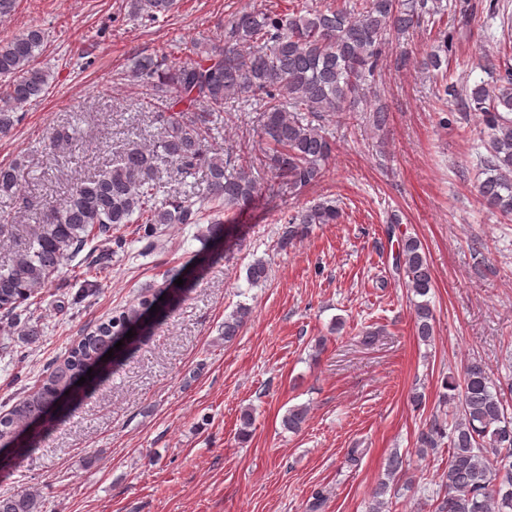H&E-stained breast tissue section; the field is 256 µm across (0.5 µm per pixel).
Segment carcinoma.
<instances>
[{"mask_svg":"<svg viewBox=\"0 0 512 512\" xmlns=\"http://www.w3.org/2000/svg\"><path fill=\"white\" fill-rule=\"evenodd\" d=\"M129 14L155 20L170 13L176 0H126ZM438 5L429 0H352L336 7H309L292 16L253 8L229 15L224 39L195 42L188 57L175 60L167 54L140 55L129 65L132 78L151 88L157 102L154 120L163 129L151 149L132 144L116 154L112 165L76 183L64 202L43 210L41 224L26 234L0 222V236L12 239L8 264L0 265V311L19 323L30 312L31 298L52 285L60 270L87 243L110 236L120 224H141L153 236L158 224H200L210 218L201 239L207 250L218 249L224 239L220 216L243 212L262 193L263 171L301 191L322 174L335 150L325 124L347 120V113L367 101L368 78L380 65L382 46L392 35H405L424 21L438 24ZM502 36L493 52L483 54L479 67L492 82L458 89L446 82L450 36L422 61L423 68L441 72L442 91L457 100L465 113L481 114L487 129L488 155L483 160L484 179L476 189L490 209L512 220V69L506 67L512 50V14L502 18ZM45 32L31 28L0 41V135L9 134L22 118L24 106L45 93L51 73L37 65ZM260 106V134L268 146L259 154L243 142L237 149L209 142L218 118L228 106ZM373 127L382 131L389 122L385 105L369 109ZM173 165L185 178L203 175L201 193L179 196L165 190L156 173ZM24 172L18 166L0 167V195L17 197ZM341 217L331 201L307 207L288 219L279 239L283 250L313 231L315 225L335 224ZM396 270L403 272L412 294L418 338L431 341L434 313L426 296L433 288L430 265L421 242L401 240ZM196 266H173L163 282L134 306L73 340L63 361L47 371L41 384L0 414V445H9L30 426L42 420L61 395L92 371L94 381L112 374L129 348L148 334L166 314L180 287L191 282ZM266 263L258 259L247 268L250 286L264 283ZM420 300H415V297ZM157 312L152 313V306ZM250 316L241 305L224 318V341L231 342ZM134 337L127 339V332ZM121 350L105 354L117 342ZM456 401L451 428L433 417L418 436L421 452L441 447L448 438V464L441 476L445 494L436 512H512V413L508 408L512 382L497 386L482 362L468 363L459 379L444 382ZM308 408L293 406L282 417L284 429L299 431ZM405 458L398 452L385 463L379 499L369 512H385L382 497L398 495L395 479L405 473ZM0 512H41L32 493L0 497Z\"/></svg>","mask_w":512,"mask_h":512,"instance_id":"carcinoma-1","label":"carcinoma"}]
</instances>
